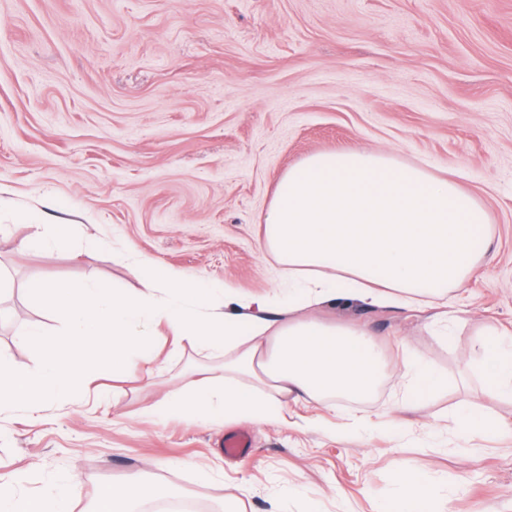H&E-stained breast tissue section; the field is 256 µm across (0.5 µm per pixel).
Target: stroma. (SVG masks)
<instances>
[{
  "instance_id": "stroma-1",
  "label": "stroma",
  "mask_w": 512,
  "mask_h": 512,
  "mask_svg": "<svg viewBox=\"0 0 512 512\" xmlns=\"http://www.w3.org/2000/svg\"><path fill=\"white\" fill-rule=\"evenodd\" d=\"M342 149L423 165L473 195L492 239L451 294L452 341L431 313L397 306L311 309L382 341L366 407L292 405L283 422L159 420L142 408L219 359L156 347L122 381L104 365L72 403L0 413V474L31 495L76 471L73 512L132 476L204 512H377L410 471L428 512H512V433L460 434L467 409L512 419V400L462 358L487 326L512 338V0H0V356L37 369L29 325L56 319L28 284L108 282L139 290L143 257L184 279L252 293L281 283L263 251V212L289 168ZM70 224V250L22 247L28 224ZM439 377L405 398L404 356ZM371 424H358L361 415ZM457 326V316L452 309L439 310L431 316L428 324V330L431 336H435L438 341L448 342V336H453V331Z\"/></svg>"
}]
</instances>
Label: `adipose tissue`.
<instances>
[{
  "instance_id": "1",
  "label": "adipose tissue",
  "mask_w": 512,
  "mask_h": 512,
  "mask_svg": "<svg viewBox=\"0 0 512 512\" xmlns=\"http://www.w3.org/2000/svg\"><path fill=\"white\" fill-rule=\"evenodd\" d=\"M262 222L265 251L295 285L284 299L196 280L161 300L156 292L173 275L149 260L134 269L138 294L104 283L32 281L31 292L61 326L48 337L30 326L44 349L38 369L22 372L0 358V411L70 403L91 375L77 357L109 356L118 372L150 361L152 342L166 334L221 357L224 383L175 392L146 406L150 415L264 423L285 418L292 400L332 410L366 400L383 376L378 338L311 318L308 309L425 306L433 311L429 332L447 342L457 325L449 295L490 244V217L473 196L421 166L364 151L317 153L288 169ZM475 351L486 378L512 398V349L491 335ZM79 482L77 473L65 474L33 496L20 475H1L0 512H72ZM169 494L166 485L127 480L104 490L97 512H134Z\"/></svg>"
}]
</instances>
